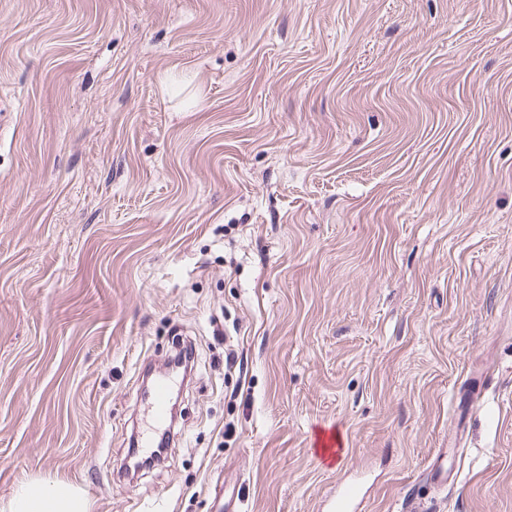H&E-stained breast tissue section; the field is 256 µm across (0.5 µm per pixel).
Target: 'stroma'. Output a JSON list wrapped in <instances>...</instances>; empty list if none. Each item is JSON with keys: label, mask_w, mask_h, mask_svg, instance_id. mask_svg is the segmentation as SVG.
Returning <instances> with one entry per match:
<instances>
[{"label": "stroma", "mask_w": 512, "mask_h": 512, "mask_svg": "<svg viewBox=\"0 0 512 512\" xmlns=\"http://www.w3.org/2000/svg\"><path fill=\"white\" fill-rule=\"evenodd\" d=\"M359 476L363 512H512V0H0V506L326 512ZM172 389V381L167 378L158 379L146 407V414L152 425L159 429L167 422V403ZM344 446L342 436L335 432L334 427L321 428L314 433L311 444L313 455L325 468H335L340 463L345 452ZM2 512H89V501L64 481L21 484Z\"/></svg>", "instance_id": "1"}]
</instances>
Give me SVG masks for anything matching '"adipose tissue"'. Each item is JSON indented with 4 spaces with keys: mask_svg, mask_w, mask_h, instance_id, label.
<instances>
[{
    "mask_svg": "<svg viewBox=\"0 0 512 512\" xmlns=\"http://www.w3.org/2000/svg\"><path fill=\"white\" fill-rule=\"evenodd\" d=\"M0 512H89V501L64 481L21 484Z\"/></svg>",
    "mask_w": 512,
    "mask_h": 512,
    "instance_id": "obj_1",
    "label": "adipose tissue"
}]
</instances>
